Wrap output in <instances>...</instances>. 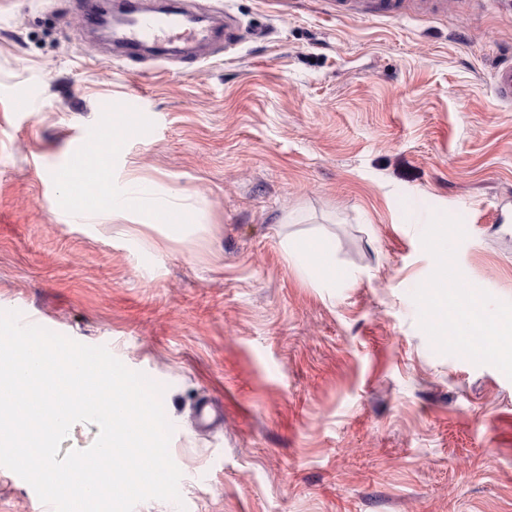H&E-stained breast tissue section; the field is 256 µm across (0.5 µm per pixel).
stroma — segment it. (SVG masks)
Instances as JSON below:
<instances>
[{
  "instance_id": "1",
  "label": "stroma",
  "mask_w": 512,
  "mask_h": 512,
  "mask_svg": "<svg viewBox=\"0 0 512 512\" xmlns=\"http://www.w3.org/2000/svg\"><path fill=\"white\" fill-rule=\"evenodd\" d=\"M178 2L235 46L119 58L78 0H0V310L163 385L181 500L134 512H512V351L429 307L442 270L512 333V0ZM132 100L112 187L171 217L73 215L52 173ZM0 512L54 509L0 467ZM330 4L338 15L355 13L363 17H392L405 11V0H333ZM493 84L498 97L504 102L512 103V60L499 63L493 74Z\"/></svg>"
}]
</instances>
